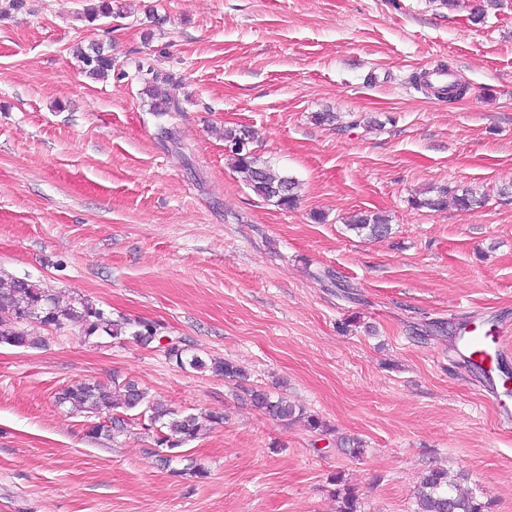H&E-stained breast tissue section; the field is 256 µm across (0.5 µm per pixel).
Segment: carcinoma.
Returning a JSON list of instances; mask_svg holds the SVG:
<instances>
[{
	"label": "carcinoma",
	"mask_w": 512,
	"mask_h": 512,
	"mask_svg": "<svg viewBox=\"0 0 512 512\" xmlns=\"http://www.w3.org/2000/svg\"><path fill=\"white\" fill-rule=\"evenodd\" d=\"M76 57L82 72L94 79L104 78L114 69L112 55L99 44L77 49ZM136 78L142 85L149 111L159 116L180 111L179 102L161 90L160 84L165 79L152 65L138 63ZM252 139V131L246 128L224 129L225 147L236 172L256 195L286 209L294 207L299 183L250 148ZM485 201L486 194L477 186H448L438 188L432 195L413 198L412 205L440 210L451 203L461 211H473L482 207ZM345 227L358 236L373 240H382L391 234L389 220L371 211L350 216ZM32 320L54 330L66 324L76 325L87 341L96 344L106 339L129 336L136 343L148 347L160 344L163 338L161 326L156 322L114 320L110 310L89 298L62 302L41 283L26 276L0 273V344L23 348L43 345L44 339L25 331V324ZM164 352L180 369L189 367L232 380H247L245 372L229 360L199 354L185 357L187 348L181 341L165 347ZM244 397L252 407L280 422L288 424L302 420L311 432L320 435L332 432L319 417L306 413L281 393L246 388ZM55 402L84 414L87 418L86 435L95 440L113 439L125 432L129 425L127 413L139 412L156 429V447L167 450L160 455V464L165 468L179 457L184 445L198 438L206 424H220L224 420L222 414L179 413L161 400L149 398L135 380H121L116 375L108 383L88 381L67 385L56 393ZM336 447L353 458H360L365 453L363 440L356 436L336 437ZM460 479L461 474L444 467L427 469L420 477L415 512H488V503L474 491L461 489ZM332 482L335 485L332 496L336 499V512H361L358 497L345 485L342 475H336Z\"/></svg>",
	"instance_id": "1"
}]
</instances>
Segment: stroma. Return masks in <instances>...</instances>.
Masks as SVG:
<instances>
[{
    "mask_svg": "<svg viewBox=\"0 0 512 512\" xmlns=\"http://www.w3.org/2000/svg\"><path fill=\"white\" fill-rule=\"evenodd\" d=\"M122 2L127 14L91 23L94 0H0V271L156 321L248 386L284 382L331 432L273 420L237 381L162 349L33 322L44 345H0V512H336L338 474L362 512H415L439 464L512 512V429L454 345L463 326H512V0L478 24L481 0ZM97 43L125 78L82 73L74 50ZM141 60L168 75L179 111H149ZM441 61L464 99L411 84ZM241 126L299 180L295 208L234 172L224 131ZM469 184L484 207L411 205ZM358 210L386 215L391 237L346 231ZM116 374L224 421L169 470L140 422L90 439L55 395ZM339 433L365 455L339 451ZM192 465L206 477L183 475Z\"/></svg>",
    "mask_w": 512,
    "mask_h": 512,
    "instance_id": "1",
    "label": "stroma"
}]
</instances>
